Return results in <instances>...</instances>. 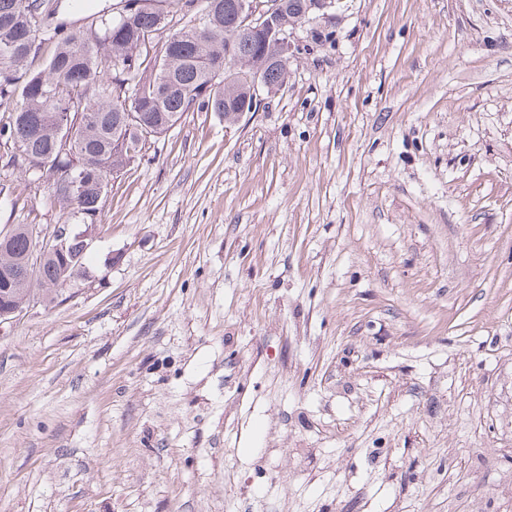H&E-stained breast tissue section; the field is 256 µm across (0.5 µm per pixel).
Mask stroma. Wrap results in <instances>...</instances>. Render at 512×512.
<instances>
[{
    "label": "stroma",
    "mask_w": 512,
    "mask_h": 512,
    "mask_svg": "<svg viewBox=\"0 0 512 512\" xmlns=\"http://www.w3.org/2000/svg\"><path fill=\"white\" fill-rule=\"evenodd\" d=\"M289 40L0 326V512H512V0H340ZM68 219L0 156V227Z\"/></svg>",
    "instance_id": "35a3bbf8"
}]
</instances>
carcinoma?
<instances>
[{
    "label": "carcinoma",
    "instance_id": "obj_1",
    "mask_svg": "<svg viewBox=\"0 0 512 512\" xmlns=\"http://www.w3.org/2000/svg\"><path fill=\"white\" fill-rule=\"evenodd\" d=\"M44 4L0 0V48H10L8 56L0 55V107L11 108L0 117V142L32 158L52 159L41 176L72 216L100 210L104 197L94 179L80 196L67 194L68 153L117 167V148L127 140L163 134L202 107L221 116L234 112L243 92L234 83L214 88L211 70L228 58L262 63L274 52L259 36H234L237 0H115L114 9L93 13L94 30L83 39L63 33L60 24L43 23ZM181 17L189 21L179 28ZM164 32L160 45L156 39ZM287 74L286 63L263 71L276 86ZM121 97L139 103L141 122L127 119ZM73 100L84 106L72 111L76 130L62 154L57 114ZM32 251L27 225L0 229V269L12 275L11 298L21 303L38 296L51 304L64 285L60 261L45 257L30 268L25 260Z\"/></svg>",
    "mask_w": 512,
    "mask_h": 512
}]
</instances>
